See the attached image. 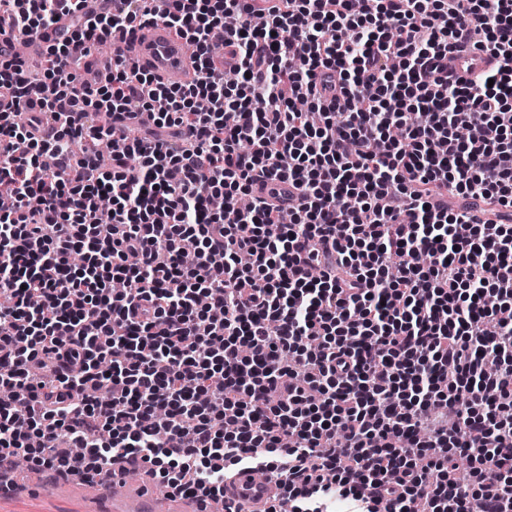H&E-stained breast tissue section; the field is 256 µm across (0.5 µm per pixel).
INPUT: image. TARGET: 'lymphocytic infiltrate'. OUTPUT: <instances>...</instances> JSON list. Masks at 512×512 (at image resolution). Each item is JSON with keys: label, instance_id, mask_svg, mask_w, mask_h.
Wrapping results in <instances>:
<instances>
[{"label": "lymphocytic infiltrate", "instance_id": "f902f5d3", "mask_svg": "<svg viewBox=\"0 0 512 512\" xmlns=\"http://www.w3.org/2000/svg\"><path fill=\"white\" fill-rule=\"evenodd\" d=\"M149 20L191 83L84 81ZM55 28L0 55V485L138 458L217 499L258 450L289 512H512V0H0ZM467 44L496 66L449 79Z\"/></svg>", "mask_w": 512, "mask_h": 512}]
</instances>
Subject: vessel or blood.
Listing matches in <instances>:
<instances>
[{
	"label": "vessel or blood",
	"instance_id": "b4317fda",
	"mask_svg": "<svg viewBox=\"0 0 512 512\" xmlns=\"http://www.w3.org/2000/svg\"><path fill=\"white\" fill-rule=\"evenodd\" d=\"M113 56L131 59L165 85H182L194 77L191 58L183 41L162 22H148L135 30L113 31L110 37ZM490 65L482 51L457 52L448 69L450 75L476 74ZM264 458L254 455L252 462L239 465L224 474V501L239 512H265L281 488L276 477L265 474ZM113 512H159L149 486L134 485L120 471H113Z\"/></svg>",
	"mask_w": 512,
	"mask_h": 512
}]
</instances>
